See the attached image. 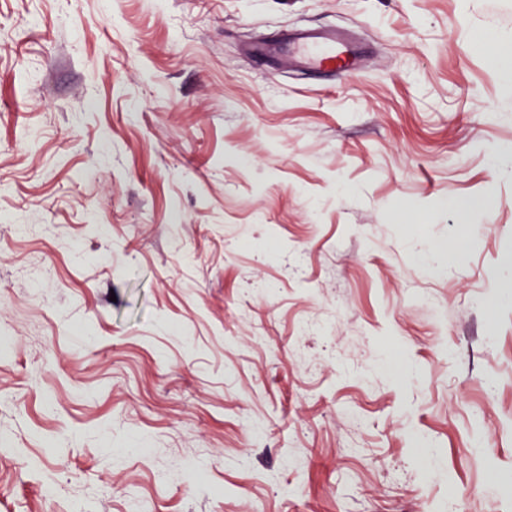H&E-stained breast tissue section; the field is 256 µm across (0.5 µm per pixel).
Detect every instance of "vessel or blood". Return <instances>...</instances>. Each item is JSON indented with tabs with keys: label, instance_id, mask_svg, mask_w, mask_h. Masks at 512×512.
I'll use <instances>...</instances> for the list:
<instances>
[{
	"label": "vessel or blood",
	"instance_id": "1",
	"mask_svg": "<svg viewBox=\"0 0 512 512\" xmlns=\"http://www.w3.org/2000/svg\"><path fill=\"white\" fill-rule=\"evenodd\" d=\"M254 55L261 62L284 59L310 72L329 69L348 73L359 69L362 63L358 45L335 29L288 33L256 47Z\"/></svg>",
	"mask_w": 512,
	"mask_h": 512
}]
</instances>
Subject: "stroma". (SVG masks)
Segmentation results:
<instances>
[{
  "label": "stroma",
  "instance_id": "stroma-1",
  "mask_svg": "<svg viewBox=\"0 0 512 512\" xmlns=\"http://www.w3.org/2000/svg\"><path fill=\"white\" fill-rule=\"evenodd\" d=\"M328 27L358 72L249 53ZM487 31L512 0H0V512H484L512 473Z\"/></svg>",
  "mask_w": 512,
  "mask_h": 512
}]
</instances>
